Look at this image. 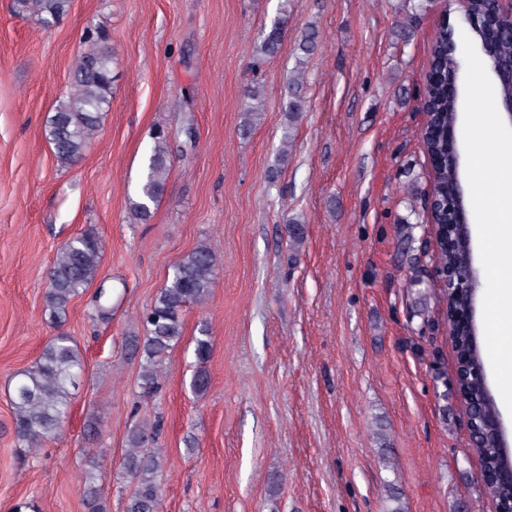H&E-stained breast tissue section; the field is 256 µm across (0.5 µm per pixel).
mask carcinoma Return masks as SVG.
Wrapping results in <instances>:
<instances>
[{"instance_id":"1","label":"carcinoma","mask_w":512,"mask_h":512,"mask_svg":"<svg viewBox=\"0 0 512 512\" xmlns=\"http://www.w3.org/2000/svg\"><path fill=\"white\" fill-rule=\"evenodd\" d=\"M71 0H17L19 11L28 12L37 21L50 26L63 17ZM288 9L282 8L262 31L256 46L257 60L276 57L286 34ZM475 40L495 45L500 58L512 59V29L508 21H500L474 32ZM430 64L438 73L437 82L423 89V96L433 113V123L446 126L458 119L459 102L448 99L447 87L462 85L463 60L448 50V30L437 33L431 47ZM300 75H295L284 92V111L288 113V127H293L304 112ZM112 99V56L96 46L83 54L70 77V92L58 101L54 114L45 128V137L57 162L63 166L80 156L89 146L99 125V113ZM422 139L431 150L440 153L445 162L432 185L433 192L442 201L441 214L450 219L445 190L448 181L459 176L456 155L448 152L446 143L433 142L427 132ZM169 175L166 137L158 132L148 158L147 172L140 187V201L135 209L141 219L150 217L151 206L163 193ZM102 259L98 239L85 233L67 242L60 250L50 278L46 297L47 307L55 316L66 312L69 303L81 294L97 275ZM215 254L201 246L172 266L165 285L143 315L144 334L135 340L134 349L141 354L139 397L148 399L161 389L159 366L169 350L182 338L181 313L189 304L202 303L210 294L215 267ZM211 352L208 329H200L195 337L196 368L190 388L204 392L209 385L206 363ZM81 370L80 356L67 336H58L43 351L36 365L21 374L15 384L12 398L16 433L22 440H35L56 433L70 409L69 386ZM155 435L154 427L135 426L128 435V448L123 457V472L130 478L131 490L126 512H159L161 492L158 473L162 465V449L149 447ZM472 451L482 467L493 469L500 463V454L492 441L472 443ZM84 499L92 512H107L96 478L91 476L83 487Z\"/></svg>"}]
</instances>
